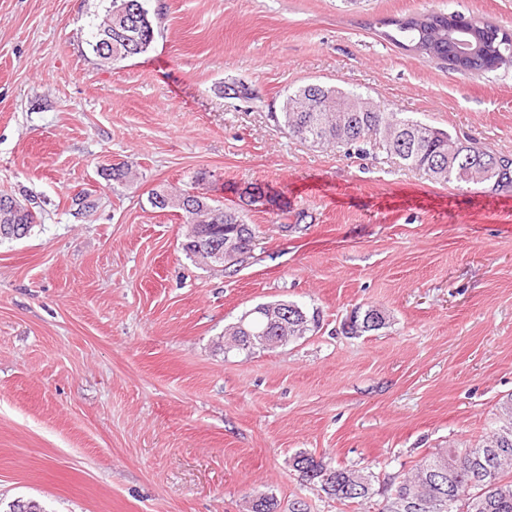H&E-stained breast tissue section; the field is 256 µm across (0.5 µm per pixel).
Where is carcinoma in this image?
Here are the masks:
<instances>
[{
    "mask_svg": "<svg viewBox=\"0 0 512 512\" xmlns=\"http://www.w3.org/2000/svg\"><path fill=\"white\" fill-rule=\"evenodd\" d=\"M149 0H110L104 15L90 27L86 44L96 62L116 64L147 53L155 41L157 24ZM397 35L388 38L405 49L436 62L447 63L451 42L448 39V17L439 12H423L414 16L391 19ZM488 50L473 72L490 73L505 63L493 49L498 26L480 22ZM355 91L334 86L309 83L287 93L282 103V126L288 134L313 146L361 147L373 136H381L391 154L406 166L423 170L443 184L462 185L458 167L448 169V142L459 148L458 161L469 163L477 176L473 184H488L491 189L512 186V157L498 154L476 142L462 141L450 133L418 121L401 118L394 112L381 110L380 105L363 104ZM108 176L120 183L138 179L127 163L110 169ZM10 203L0 204V225L18 226V233L9 238L22 239L37 223V212L31 208H14L17 196ZM184 223L189 225L182 250L191 256L192 241L198 224H239L245 238L244 253L250 254L257 241L256 230L244 223L239 213L220 205L191 212L183 210ZM307 322H290L281 336L299 340L315 331L320 315L312 311ZM255 344L247 349H233L225 343V351L252 353L262 349L260 339L270 335L266 321L259 315L249 317ZM503 424L474 448H437L422 457L407 473L390 477L388 496L383 512H415L413 503H422L421 512H512V397L499 405ZM293 468L300 478L320 487L328 497L342 503L365 500L373 493V475L362 469L334 466L331 462L308 454L294 459ZM273 495L249 501L248 512H277Z\"/></svg>",
    "mask_w": 512,
    "mask_h": 512,
    "instance_id": "carcinoma-1",
    "label": "carcinoma"
}]
</instances>
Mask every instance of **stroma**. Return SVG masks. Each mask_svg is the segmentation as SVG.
I'll return each instance as SVG.
<instances>
[{
	"mask_svg": "<svg viewBox=\"0 0 512 512\" xmlns=\"http://www.w3.org/2000/svg\"><path fill=\"white\" fill-rule=\"evenodd\" d=\"M109 0H0V192L40 220L0 241V512H382L389 476L469 448L512 397V188L442 184L383 140L314 147L276 123L288 90H354L512 156V65L463 76L381 19L458 11L512 30V0H150L152 49L106 68L85 43ZM245 84L252 98L228 94ZM129 163L136 184L107 180ZM261 187L266 203L242 192ZM158 185L255 226L235 269L181 248ZM89 193L93 211L71 200ZM321 313L251 355L224 330L257 304ZM388 319L345 334L358 306ZM366 468L342 504L298 453Z\"/></svg>",
	"mask_w": 512,
	"mask_h": 512,
	"instance_id": "35a3bbf8",
	"label": "stroma"
}]
</instances>
